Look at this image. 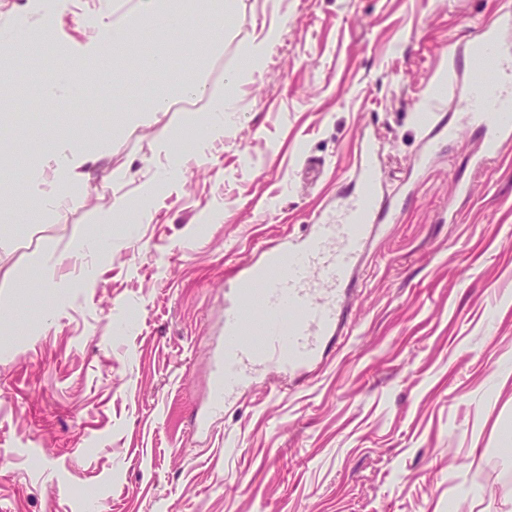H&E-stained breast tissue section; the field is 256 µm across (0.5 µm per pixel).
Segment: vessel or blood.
Here are the masks:
<instances>
[{"instance_id": "obj_1", "label": "vessel or blood", "mask_w": 512, "mask_h": 512, "mask_svg": "<svg viewBox=\"0 0 512 512\" xmlns=\"http://www.w3.org/2000/svg\"><path fill=\"white\" fill-rule=\"evenodd\" d=\"M512 9L503 8L491 26L453 52L460 122L479 125L485 165L512 142ZM356 176L366 194L338 197L318 212L309 233L284 239L256 264L234 274L225 289L224 345L215 370L213 411L236 397L268 368L288 378L325 354L344 319L343 295L366 253L372 233L388 234L400 216L387 197L374 191L376 165L368 145L359 148Z\"/></svg>"}]
</instances>
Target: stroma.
<instances>
[{
    "label": "stroma",
    "instance_id": "stroma-1",
    "mask_svg": "<svg viewBox=\"0 0 512 512\" xmlns=\"http://www.w3.org/2000/svg\"><path fill=\"white\" fill-rule=\"evenodd\" d=\"M507 2L237 0L220 52L185 46L209 93L237 99L211 142L201 102L180 98L115 132L149 85L116 55L84 57L95 0H64L62 64L119 81L33 112L40 55L0 68V211L34 205L0 223V512H512V143L480 168V133L462 127L428 158L415 124L426 105L456 121L450 56ZM280 15L261 72L227 89ZM64 132L110 147L53 215L38 166ZM365 135L401 219L361 259L337 344L285 393L268 371L208 416L226 279L352 191ZM161 137L183 179L133 232L102 222L115 196L139 200ZM90 233L110 248L75 251Z\"/></svg>",
    "mask_w": 512,
    "mask_h": 512
}]
</instances>
